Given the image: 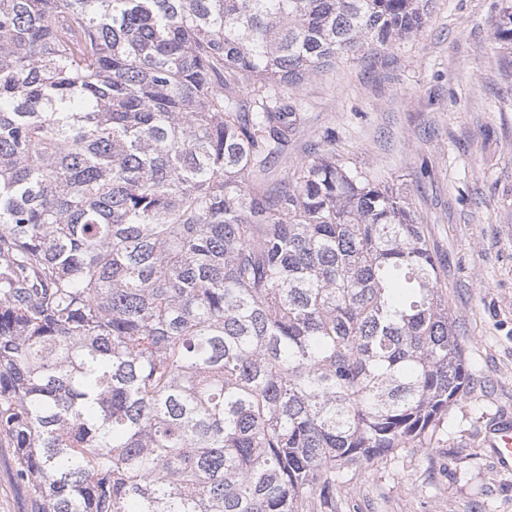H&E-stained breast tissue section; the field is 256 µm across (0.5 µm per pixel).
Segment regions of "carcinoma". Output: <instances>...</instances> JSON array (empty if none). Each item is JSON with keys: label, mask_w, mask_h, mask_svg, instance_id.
<instances>
[{"label": "carcinoma", "mask_w": 512, "mask_h": 512, "mask_svg": "<svg viewBox=\"0 0 512 512\" xmlns=\"http://www.w3.org/2000/svg\"><path fill=\"white\" fill-rule=\"evenodd\" d=\"M428 0H0V447L35 512H309L470 383L405 196L281 94ZM496 37L512 45V5Z\"/></svg>", "instance_id": "1"}]
</instances>
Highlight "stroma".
<instances>
[{
	"label": "stroma",
	"instance_id": "stroma-1",
	"mask_svg": "<svg viewBox=\"0 0 512 512\" xmlns=\"http://www.w3.org/2000/svg\"><path fill=\"white\" fill-rule=\"evenodd\" d=\"M505 0H430L416 36L372 46L285 87L303 120L281 162L311 148L406 197L439 260L471 382L420 453L406 448L336 490V512H512V471L488 437L512 421V49L493 33ZM0 447V512H33Z\"/></svg>",
	"mask_w": 512,
	"mask_h": 512
}]
</instances>
